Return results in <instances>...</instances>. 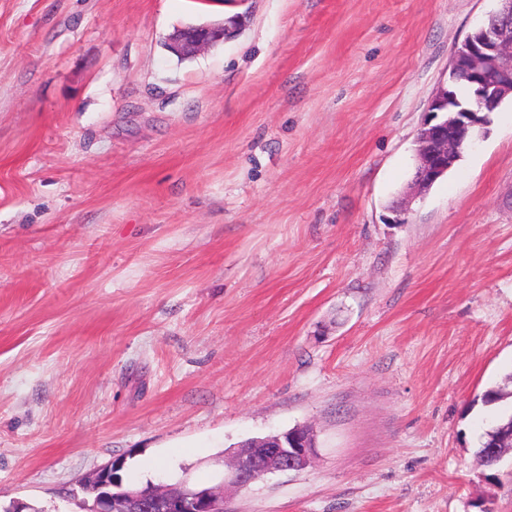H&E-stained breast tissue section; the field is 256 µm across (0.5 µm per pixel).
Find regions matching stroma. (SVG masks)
<instances>
[{
	"label": "stroma",
	"instance_id": "stroma-1",
	"mask_svg": "<svg viewBox=\"0 0 512 512\" xmlns=\"http://www.w3.org/2000/svg\"><path fill=\"white\" fill-rule=\"evenodd\" d=\"M496 0H0V506L307 426L224 512H512V102L401 210ZM242 15L179 59L174 29Z\"/></svg>",
	"mask_w": 512,
	"mask_h": 512
}]
</instances>
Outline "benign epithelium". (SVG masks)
<instances>
[{
	"label": "benign epithelium",
	"mask_w": 512,
	"mask_h": 512,
	"mask_svg": "<svg viewBox=\"0 0 512 512\" xmlns=\"http://www.w3.org/2000/svg\"><path fill=\"white\" fill-rule=\"evenodd\" d=\"M240 26V16L221 22L182 28L169 37L171 48L183 55L209 48ZM447 80L441 82L428 105L431 120L417 132V170L415 180L403 197L414 202L445 173L472 144L470 130L485 122L481 113L499 100L512 96V0H497L491 12L463 42L454 49ZM463 82L473 92L469 108L458 106L453 94ZM314 449L313 434L301 428L272 436L258 445H248L233 455L224 484L245 487L263 476L297 471L310 464ZM151 501L163 512H224V493L215 487L197 491L185 484L159 483L149 493L130 489L122 502L105 497L98 512H136Z\"/></svg>",
	"instance_id": "obj_1"
}]
</instances>
